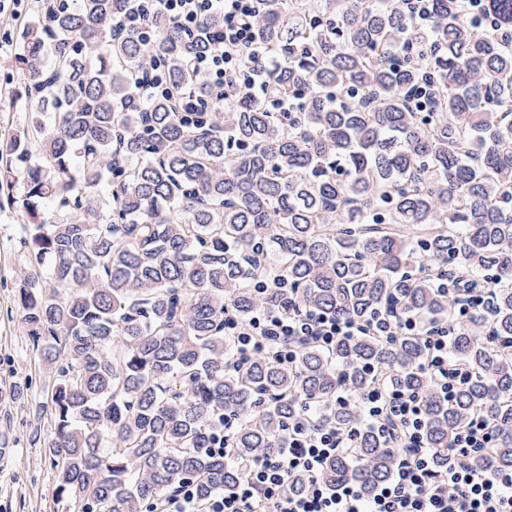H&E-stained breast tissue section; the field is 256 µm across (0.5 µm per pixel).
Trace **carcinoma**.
Masks as SVG:
<instances>
[{
    "label": "carcinoma",
    "instance_id": "carcinoma-1",
    "mask_svg": "<svg viewBox=\"0 0 512 512\" xmlns=\"http://www.w3.org/2000/svg\"><path fill=\"white\" fill-rule=\"evenodd\" d=\"M133 6L45 0L18 33L34 115L0 152V181L23 164L18 297L56 367L57 498L153 512L187 482L201 500L232 490L306 408L314 423L352 424L339 387L357 399L377 377L422 397L438 468L481 415L493 445L460 462L512 470V0L485 2L496 35L463 0H432L424 29L407 0H266L267 88L292 112L246 96L212 105L186 60L215 49L205 35L222 18L189 38L158 13L129 33ZM189 84L200 110L180 112L173 93ZM267 272L288 289L256 291ZM439 277L457 288L438 291ZM489 277L487 306L455 326L452 356L473 378L449 404L419 335L307 342L290 365L238 362L224 335L261 307L451 319ZM226 418L224 457L209 442ZM403 452L365 431L320 479L368 495Z\"/></svg>",
    "mask_w": 512,
    "mask_h": 512
}]
</instances>
